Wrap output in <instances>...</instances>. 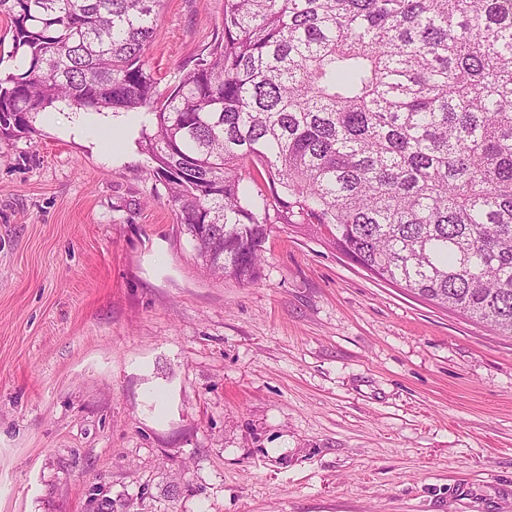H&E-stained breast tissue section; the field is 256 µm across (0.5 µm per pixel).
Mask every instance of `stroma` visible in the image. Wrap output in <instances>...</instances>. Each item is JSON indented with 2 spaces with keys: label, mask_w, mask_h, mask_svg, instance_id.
<instances>
[{
  "label": "stroma",
  "mask_w": 512,
  "mask_h": 512,
  "mask_svg": "<svg viewBox=\"0 0 512 512\" xmlns=\"http://www.w3.org/2000/svg\"><path fill=\"white\" fill-rule=\"evenodd\" d=\"M223 17L162 0L160 93ZM33 126L0 139V512H512V336L284 224L257 283L207 275L133 113Z\"/></svg>",
  "instance_id": "obj_1"
}]
</instances>
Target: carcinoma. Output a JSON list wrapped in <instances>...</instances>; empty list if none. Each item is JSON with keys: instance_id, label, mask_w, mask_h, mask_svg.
Returning a JSON list of instances; mask_svg holds the SVG:
<instances>
[{"instance_id": "obj_1", "label": "carcinoma", "mask_w": 512, "mask_h": 512, "mask_svg": "<svg viewBox=\"0 0 512 512\" xmlns=\"http://www.w3.org/2000/svg\"><path fill=\"white\" fill-rule=\"evenodd\" d=\"M160 0H0V138L65 103L141 114L205 270L261 277L277 224L512 335V0H224L161 100ZM10 20L7 17H0V71L1 76L4 77L5 73H20L22 70L21 60L19 55L10 57V51L12 50V32L10 31Z\"/></svg>"}]
</instances>
